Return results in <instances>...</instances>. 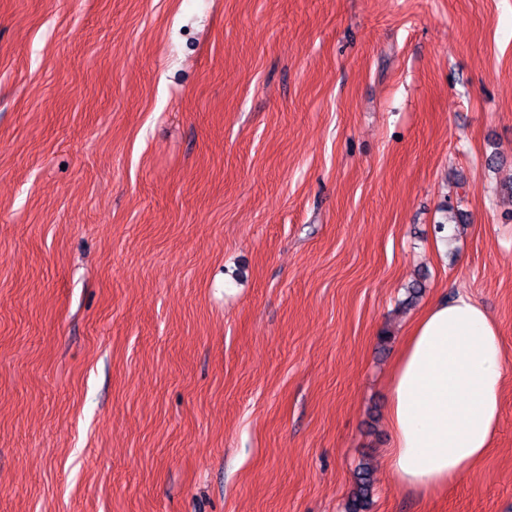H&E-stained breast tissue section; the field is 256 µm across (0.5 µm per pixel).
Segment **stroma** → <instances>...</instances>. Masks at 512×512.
<instances>
[{
  "label": "stroma",
  "instance_id": "stroma-1",
  "mask_svg": "<svg viewBox=\"0 0 512 512\" xmlns=\"http://www.w3.org/2000/svg\"><path fill=\"white\" fill-rule=\"evenodd\" d=\"M511 179L512 0H0V512H344L363 463L512 512ZM421 275L505 367L432 496L385 464Z\"/></svg>",
  "mask_w": 512,
  "mask_h": 512
}]
</instances>
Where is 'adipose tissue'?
<instances>
[{"label": "adipose tissue", "mask_w": 512, "mask_h": 512, "mask_svg": "<svg viewBox=\"0 0 512 512\" xmlns=\"http://www.w3.org/2000/svg\"><path fill=\"white\" fill-rule=\"evenodd\" d=\"M503 372L499 328L483 305L462 292L427 304L389 379L386 463L401 487L431 495L483 459L500 425Z\"/></svg>", "instance_id": "ef3b65f1"}]
</instances>
